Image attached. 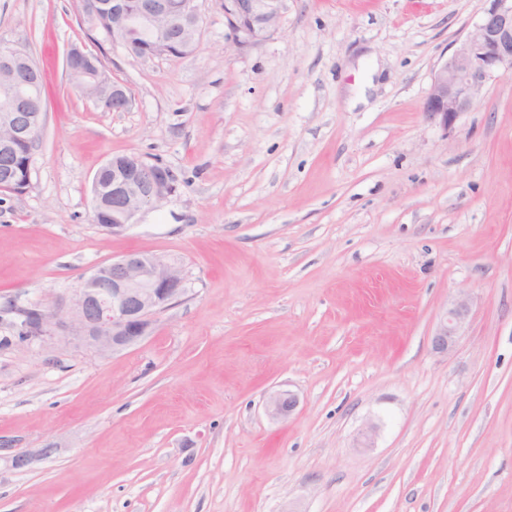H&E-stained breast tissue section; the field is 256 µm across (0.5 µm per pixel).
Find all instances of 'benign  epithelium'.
<instances>
[{"label": "benign epithelium", "instance_id": "1", "mask_svg": "<svg viewBox=\"0 0 512 512\" xmlns=\"http://www.w3.org/2000/svg\"><path fill=\"white\" fill-rule=\"evenodd\" d=\"M284 0H224L227 39L232 46L254 45L278 30ZM103 12L112 11L113 42H126L127 29L149 30L153 43L150 58H184L197 46L201 16L197 0H183L178 16L168 13L164 0H144L141 11L127 13L124 0H103ZM83 58L90 66L84 94L99 99L110 94L127 97L124 89L110 81L98 57L78 45L68 49L65 59ZM18 66L35 70L28 54L20 49L0 50V67ZM512 70V0H489L481 20L455 51L440 61L433 73L423 112L443 128L454 125L471 110L477 96L491 80ZM10 111L0 114V126L16 139H34L39 133L40 115L31 113V99L7 87ZM112 223L103 229L118 234L134 223L146 207L163 202L175 190L176 177L167 167L131 155L112 158ZM185 293L181 269L165 258L137 251L97 267L69 301L55 309L37 312L35 335L60 331L106 356L135 345L148 336L154 318ZM471 310L470 298L461 295L448 308L432 337L434 351L446 354L459 336ZM298 404L290 391L273 393L267 401L268 414L289 417Z\"/></svg>", "mask_w": 512, "mask_h": 512}]
</instances>
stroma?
Segmentation results:
<instances>
[{
	"mask_svg": "<svg viewBox=\"0 0 512 512\" xmlns=\"http://www.w3.org/2000/svg\"><path fill=\"white\" fill-rule=\"evenodd\" d=\"M198 6L193 55L142 59L77 0H0L48 90L31 183L0 196V512H512V72L450 129L422 111L486 0H285L241 50ZM73 44L126 111L70 84ZM121 154L177 182L113 235L91 184ZM130 251L183 269L149 336L20 339ZM78 57H82L90 66V71L87 72L90 80L86 82L84 94H86L88 97L96 99L97 101L102 96L101 93L112 94V99H124L127 97L128 104L126 107L123 110L113 112H122L128 109L130 106V99L124 89L119 84L112 83V81L108 79L100 67V61L98 57L86 52L82 47L78 45H71L68 49L65 56V66L67 72H71L69 68V59L75 62ZM470 310L471 301L467 295H461L451 303L437 332L432 337V347L434 351L446 354L454 347L457 337L459 336V331L469 315ZM298 404L297 396L290 391H279L273 393L267 401L268 414L277 419L289 417Z\"/></svg>",
	"mask_w": 512,
	"mask_h": 512,
	"instance_id": "1",
	"label": "stroma"
}]
</instances>
